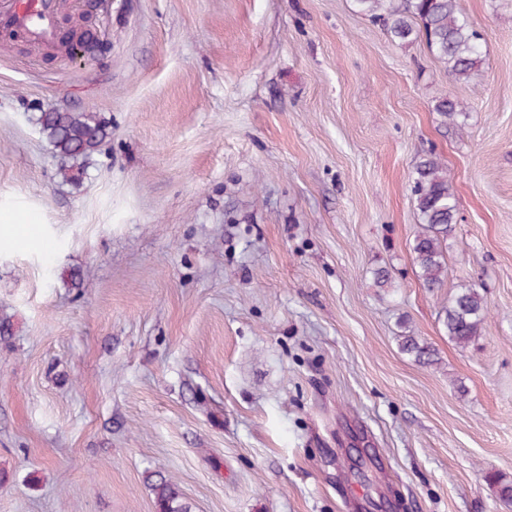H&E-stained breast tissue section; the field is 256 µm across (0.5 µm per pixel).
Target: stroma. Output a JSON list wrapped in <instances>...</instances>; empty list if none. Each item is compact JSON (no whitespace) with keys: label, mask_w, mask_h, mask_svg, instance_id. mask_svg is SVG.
Returning a JSON list of instances; mask_svg holds the SVG:
<instances>
[{"label":"stroma","mask_w":512,"mask_h":512,"mask_svg":"<svg viewBox=\"0 0 512 512\" xmlns=\"http://www.w3.org/2000/svg\"><path fill=\"white\" fill-rule=\"evenodd\" d=\"M458 5L468 83L356 0H99L88 61L0 30V211L33 219L0 231V512H157L161 475L191 512H512V0ZM52 109L112 127L71 183ZM428 154L456 200L435 292ZM412 192L421 224L412 250L426 288L434 291L442 288L447 277L442 242L455 223L456 213L448 171L437 158L424 156L416 163ZM486 316L487 304L476 288H459L445 308L444 324L449 338L462 347L468 345L479 336ZM400 337V350L403 353L412 356L415 361L424 365H432L435 363V353L430 346L420 342L412 335H402Z\"/></svg>","instance_id":"stroma-1"}]
</instances>
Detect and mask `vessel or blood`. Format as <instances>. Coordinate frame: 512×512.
Returning a JSON list of instances; mask_svg holds the SVG:
<instances>
[{"instance_id":"vessel-or-blood-1","label":"vessel or blood","mask_w":512,"mask_h":512,"mask_svg":"<svg viewBox=\"0 0 512 512\" xmlns=\"http://www.w3.org/2000/svg\"><path fill=\"white\" fill-rule=\"evenodd\" d=\"M0 29L21 31L37 44L56 43L57 0H12L9 7L0 6Z\"/></svg>"}]
</instances>
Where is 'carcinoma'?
<instances>
[{
	"instance_id": "obj_1",
	"label": "carcinoma",
	"mask_w": 512,
	"mask_h": 512,
	"mask_svg": "<svg viewBox=\"0 0 512 512\" xmlns=\"http://www.w3.org/2000/svg\"><path fill=\"white\" fill-rule=\"evenodd\" d=\"M360 11L383 23L394 42L423 39L429 52L458 81H471L482 61L481 35L462 16L456 0H356ZM42 135L54 152L64 158L89 159L110 136L108 125L93 112H43L38 118ZM412 192L421 224L412 250L424 283L433 291L444 284L447 262L442 242L455 223L456 205L448 171L432 156L415 165ZM487 316L484 297L472 286L459 288L445 308L448 336L460 346L479 335ZM400 350L415 361L432 365L435 353L412 335L401 336ZM158 512H190L177 483L159 477L151 484Z\"/></svg>"
}]
</instances>
